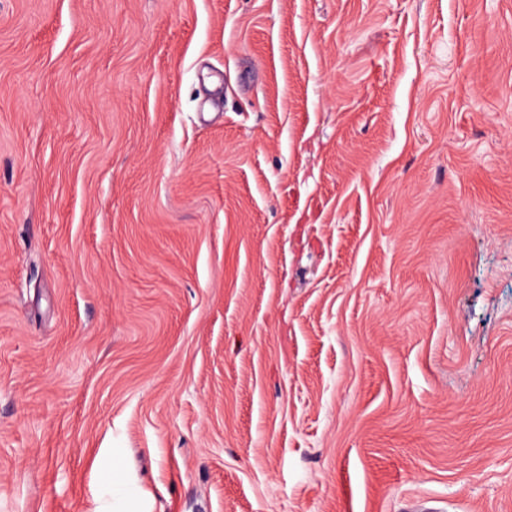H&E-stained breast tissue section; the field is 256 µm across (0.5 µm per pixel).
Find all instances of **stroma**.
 I'll list each match as a JSON object with an SVG mask.
<instances>
[{
    "instance_id": "stroma-1",
    "label": "stroma",
    "mask_w": 512,
    "mask_h": 512,
    "mask_svg": "<svg viewBox=\"0 0 512 512\" xmlns=\"http://www.w3.org/2000/svg\"><path fill=\"white\" fill-rule=\"evenodd\" d=\"M512 512V0H0V512Z\"/></svg>"
}]
</instances>
